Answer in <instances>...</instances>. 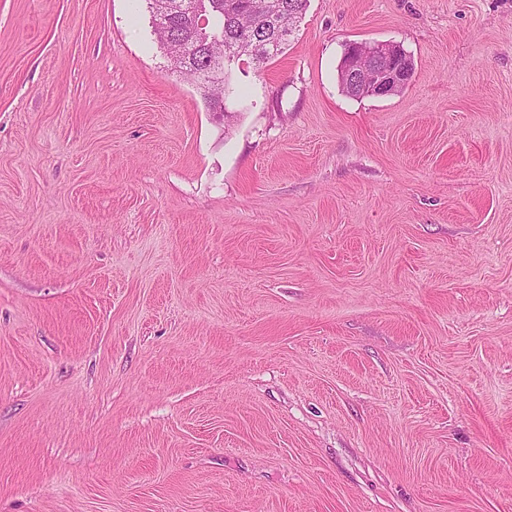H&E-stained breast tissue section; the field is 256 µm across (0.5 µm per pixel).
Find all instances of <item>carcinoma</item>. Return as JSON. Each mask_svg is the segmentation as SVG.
I'll list each match as a JSON object with an SVG mask.
<instances>
[{
  "instance_id": "obj_1",
  "label": "carcinoma",
  "mask_w": 512,
  "mask_h": 512,
  "mask_svg": "<svg viewBox=\"0 0 512 512\" xmlns=\"http://www.w3.org/2000/svg\"><path fill=\"white\" fill-rule=\"evenodd\" d=\"M257 0H204V14L209 20L205 29L197 20L184 14L169 18V32L154 30L173 68L200 81L204 99L210 107L224 100L230 72L224 73L223 85L212 86L206 67L209 56L223 54L228 45L238 50L254 65L261 66L283 53L302 18L308 0H276L278 8L267 14L251 12Z\"/></svg>"
}]
</instances>
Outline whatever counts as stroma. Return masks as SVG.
Listing matches in <instances>:
<instances>
[{
  "label": "stroma",
  "mask_w": 512,
  "mask_h": 512,
  "mask_svg": "<svg viewBox=\"0 0 512 512\" xmlns=\"http://www.w3.org/2000/svg\"><path fill=\"white\" fill-rule=\"evenodd\" d=\"M230 80L0 0V512H512V0H309ZM382 58L390 60V66L386 69L377 62ZM406 63L407 56L401 55L399 45L392 43L358 45L356 55L347 61H344L343 56L342 61V65H346L349 77H353L364 92L377 97L386 96L395 86L409 83L410 72ZM341 87L342 91L351 97H368L342 73Z\"/></svg>",
  "instance_id": "stroma-1"
}]
</instances>
